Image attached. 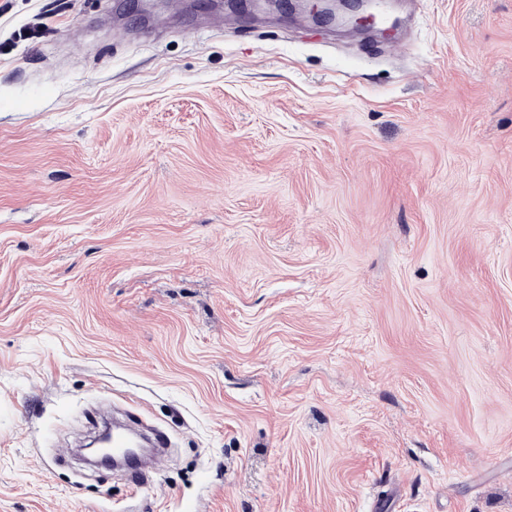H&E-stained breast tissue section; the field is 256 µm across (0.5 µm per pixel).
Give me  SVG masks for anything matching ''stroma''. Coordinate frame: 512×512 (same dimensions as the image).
<instances>
[{
  "mask_svg": "<svg viewBox=\"0 0 512 512\" xmlns=\"http://www.w3.org/2000/svg\"><path fill=\"white\" fill-rule=\"evenodd\" d=\"M410 26L0 0V512H512V0Z\"/></svg>",
  "mask_w": 512,
  "mask_h": 512,
  "instance_id": "35a3bbf8",
  "label": "stroma"
}]
</instances>
